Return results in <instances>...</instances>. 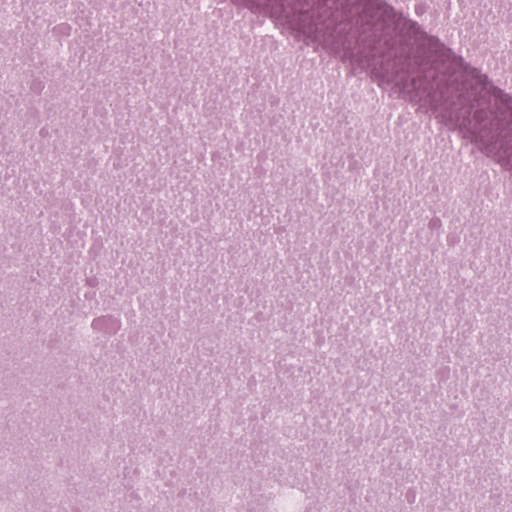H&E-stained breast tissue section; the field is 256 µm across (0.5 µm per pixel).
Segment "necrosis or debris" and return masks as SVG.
<instances>
[{
    "label": "necrosis or debris",
    "instance_id": "necrosis-or-debris-1",
    "mask_svg": "<svg viewBox=\"0 0 512 512\" xmlns=\"http://www.w3.org/2000/svg\"><path fill=\"white\" fill-rule=\"evenodd\" d=\"M31 32L41 53L23 40ZM453 48L512 58V21H490ZM5 73L0 335L20 342L0 356V415L38 450L46 512H251L252 487L225 501V462L267 473L294 455L299 474L270 496L268 512H343L353 498L358 512H373L374 494L410 458L418 464L395 512H435L425 495L434 437L454 458L481 450L469 423L478 406L512 423L501 394L512 373L491 368L482 346L432 343L415 358L371 338L363 302L373 286L391 295L383 317L397 332L414 316L433 325L439 305L454 320L474 310L492 320L502 309L463 280L495 278L479 259L512 234V178L488 165L433 181V143L454 132L429 134L421 106L337 68L241 0H0ZM229 95L244 109L225 111ZM116 124L121 138L104 140L102 129ZM273 156L295 172L293 183L276 184ZM379 164L426 178L398 222L416 225L418 248L402 246L398 224L377 223L384 205L364 172ZM247 184L264 187L266 211L288 214L287 225L264 232L301 247L204 257L198 241L236 238L242 219L229 204ZM331 185L352 198L337 214L325 207ZM215 193L219 205L185 220L189 199ZM297 193L309 200L300 211L288 207ZM144 236L159 241L163 261L142 249ZM346 240L361 259L327 265L326 252ZM304 258L314 279L344 291L342 310L321 321L309 319L302 295L273 290ZM199 264L200 278L182 276ZM415 267L443 277L434 293L400 301ZM243 268L270 285L263 302L239 286ZM132 275L141 306L165 310L167 325L147 329L126 308ZM19 281L25 294L13 288ZM273 343L295 364L271 362ZM149 345L170 370L207 384L209 397L172 416L165 380L142 356ZM130 404L144 417L132 439L115 419ZM323 436L329 455L311 453V438ZM322 466L330 481L314 499L308 481ZM87 482L96 493L78 501L74 486ZM446 512L501 509L459 473Z\"/></svg>",
    "mask_w": 512,
    "mask_h": 512
}]
</instances>
